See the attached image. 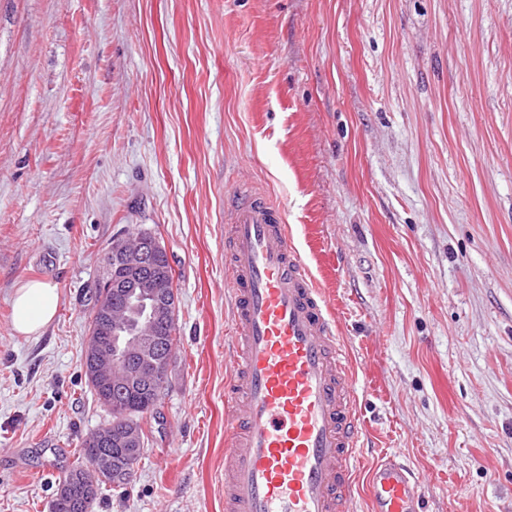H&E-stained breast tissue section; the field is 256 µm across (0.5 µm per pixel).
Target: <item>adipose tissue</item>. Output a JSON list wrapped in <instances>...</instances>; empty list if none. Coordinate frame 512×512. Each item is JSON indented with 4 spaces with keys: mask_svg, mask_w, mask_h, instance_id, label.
<instances>
[{
    "mask_svg": "<svg viewBox=\"0 0 512 512\" xmlns=\"http://www.w3.org/2000/svg\"><path fill=\"white\" fill-rule=\"evenodd\" d=\"M59 306L57 288L45 280L18 285L12 299V326L21 336H36L54 319Z\"/></svg>",
    "mask_w": 512,
    "mask_h": 512,
    "instance_id": "obj_1",
    "label": "adipose tissue"
}]
</instances>
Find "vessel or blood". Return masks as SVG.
<instances>
[{
  "instance_id": "obj_1",
  "label": "vessel or blood",
  "mask_w": 512,
  "mask_h": 512,
  "mask_svg": "<svg viewBox=\"0 0 512 512\" xmlns=\"http://www.w3.org/2000/svg\"><path fill=\"white\" fill-rule=\"evenodd\" d=\"M229 227L225 512H351L361 422L337 319L280 207L245 200ZM367 495L372 512H416L421 491L404 468L380 463Z\"/></svg>"
}]
</instances>
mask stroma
Segmentation results:
<instances>
[{
    "instance_id": "35a3bbf8",
    "label": "stroma",
    "mask_w": 512,
    "mask_h": 512,
    "mask_svg": "<svg viewBox=\"0 0 512 512\" xmlns=\"http://www.w3.org/2000/svg\"><path fill=\"white\" fill-rule=\"evenodd\" d=\"M281 204L339 318L365 484L512 512V0H0V512H51L109 414L85 376L113 237L174 270L176 344L94 512H224L226 204ZM56 284L37 336L18 282ZM59 294L54 284L28 280L18 285L12 299V326L21 336H37L54 319ZM367 495L372 512H416V504L422 497L420 486L409 473L391 463L371 468Z\"/></svg>"
}]
</instances>
